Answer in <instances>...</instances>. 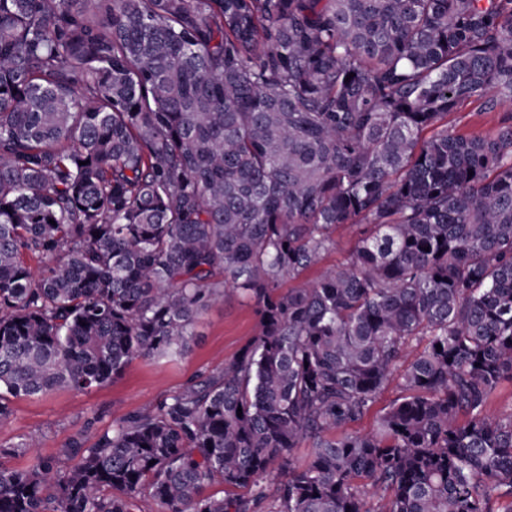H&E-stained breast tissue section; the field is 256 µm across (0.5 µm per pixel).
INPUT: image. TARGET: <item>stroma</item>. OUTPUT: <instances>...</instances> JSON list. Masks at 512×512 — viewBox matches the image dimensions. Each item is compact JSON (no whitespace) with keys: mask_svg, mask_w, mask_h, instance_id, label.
<instances>
[{"mask_svg":"<svg viewBox=\"0 0 512 512\" xmlns=\"http://www.w3.org/2000/svg\"><path fill=\"white\" fill-rule=\"evenodd\" d=\"M257 322L253 303L226 288L223 299L200 317L178 359H134L115 380L86 392L60 388L42 397L9 398L12 416L0 425V445L32 437L38 441L33 452L40 456L56 454L76 438L92 445L113 423L223 367L253 336Z\"/></svg>","mask_w":512,"mask_h":512,"instance_id":"35a3bbf8","label":"stroma"}]
</instances>
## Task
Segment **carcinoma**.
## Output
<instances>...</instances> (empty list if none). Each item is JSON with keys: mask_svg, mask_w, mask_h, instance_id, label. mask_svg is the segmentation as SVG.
Masks as SVG:
<instances>
[{"mask_svg": "<svg viewBox=\"0 0 512 512\" xmlns=\"http://www.w3.org/2000/svg\"><path fill=\"white\" fill-rule=\"evenodd\" d=\"M475 100L512 0H0V424L183 355L228 281L259 316L91 446L1 447L0 512H512V113L448 127ZM459 113L448 116V124L463 133L487 132L495 129L504 112H512V106L502 105L496 112H483L482 102L473 101L462 107ZM358 227L354 224H343L337 227L333 233L335 244L329 252L326 253L321 263L305 273L304 277L309 280H315L327 270L344 262L358 239ZM402 395L397 381H392L378 396L375 404L367 413V415L352 428L360 433H370L374 431L377 420L385 408L390 406L395 400Z\"/></svg>", "mask_w": 512, "mask_h": 512, "instance_id": "1", "label": "carcinoma"}]
</instances>
